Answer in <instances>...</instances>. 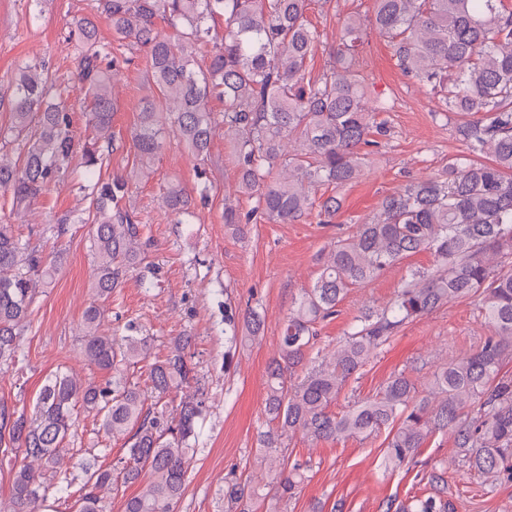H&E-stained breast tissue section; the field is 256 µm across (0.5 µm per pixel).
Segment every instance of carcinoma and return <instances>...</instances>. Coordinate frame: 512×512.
Masks as SVG:
<instances>
[{
	"instance_id": "carcinoma-1",
	"label": "carcinoma",
	"mask_w": 512,
	"mask_h": 512,
	"mask_svg": "<svg viewBox=\"0 0 512 512\" xmlns=\"http://www.w3.org/2000/svg\"><path fill=\"white\" fill-rule=\"evenodd\" d=\"M310 0H94L112 31L149 56L146 79L163 99L166 113L144 101L132 142L140 163L149 164L173 135L191 156L207 158L218 124L238 168V192L255 199L243 213L224 204V223L275 224L300 220L313 208L321 185L343 187L366 165L364 149L389 135L377 114L384 102L365 104L359 53L371 25L389 39L403 74L442 93L448 112L471 115L457 126L466 149L434 176L411 180L385 197L379 210L357 231L330 244L319 276L284 323L278 356L267 366L265 412L273 426L261 432V474L224 488L233 512H260L274 495L292 499L305 480V465L289 463L283 439L300 433L313 442L365 440L388 430L384 462L408 466L414 453L436 432H451L462 458L490 485L512 481V377L500 374L512 351V9L504 0H375L370 22H344L341 42L329 53L321 75L307 76L318 34L308 19ZM224 35L215 40L217 20ZM163 21L177 44L157 26ZM74 64L90 95L94 136L77 145L71 115L48 67H21L8 100L10 123L0 125V144L29 138L12 162L0 156V190L18 205L40 198L79 150L84 164L88 215L63 219L91 223L96 302L83 314L84 358L113 373L101 387L58 371L40 391L32 414L0 406V455L22 456L13 471L8 502L0 512H52L51 496L76 488L75 512H107L100 490L119 480L139 484L124 512H174L190 464L198 453L197 427L205 404L186 397L172 413L146 406V397L124 369L148 357L151 337L100 333L103 302L126 271L141 260V227L126 204L128 182L100 178L115 148L113 79L119 64L112 45L98 36L87 16L73 29ZM212 44L209 64L195 60ZM224 111H211L212 99ZM163 202L177 217L190 213L192 197L169 183ZM429 252L435 268L413 271L388 307L357 319L342 345L328 358H315L288 383L285 371L301 365L317 345L318 325L336 314L348 290L373 280L404 258ZM55 267L36 250L21 245L10 224H0V366L19 360L21 336L34 295V278L49 280ZM471 297L492 327L477 350L442 367L431 390L421 396L403 374L394 375L373 397L346 410H330L341 391L375 351L409 320L426 316L454 300ZM224 324L243 339L259 337L263 320L248 313L238 325L233 313ZM191 337L177 336L168 354L149 364L153 389L166 394L197 379L188 364ZM101 416L104 433L129 444L127 458L111 469L81 459L64 466L63 443L76 427L75 407ZM434 497L416 498L396 512H449Z\"/></svg>"
}]
</instances>
